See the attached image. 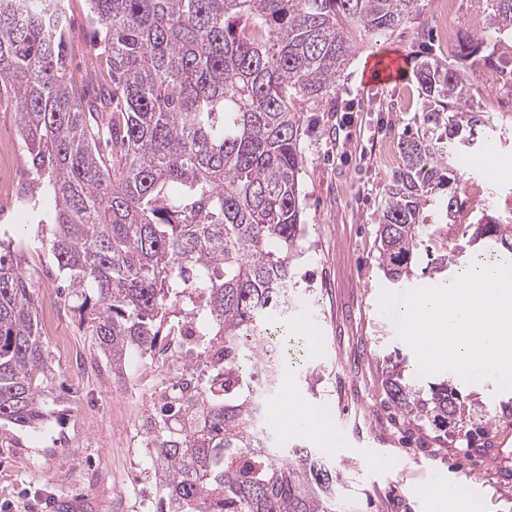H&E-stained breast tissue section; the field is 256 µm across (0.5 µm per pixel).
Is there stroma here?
<instances>
[{"label":"stroma","mask_w":512,"mask_h":512,"mask_svg":"<svg viewBox=\"0 0 512 512\" xmlns=\"http://www.w3.org/2000/svg\"><path fill=\"white\" fill-rule=\"evenodd\" d=\"M457 2L459 41L482 34L484 54L512 64V38L499 39L486 28L493 0ZM422 5L418 20L387 39L357 37L351 61L336 79L337 111L314 108L306 114L301 195L307 260L296 275L305 296L295 333L312 342L304 362L288 368L281 392L267 400L266 426L274 446L315 449L342 471L339 494L349 512H449L429 480L434 469L460 483V497L475 503V512H512V438L497 458L509 482L499 483L489 473L477 482L466 477L480 432L505 428L495 419L492 382H458L463 412L444 433L428 420L397 413L385 394L391 352L406 356L400 366L404 379L414 381L418 375L414 355L379 308L389 284L378 269L376 237L393 174L381 155L397 144L404 128L418 126L423 113L438 104L421 93L414 76L369 84L365 67L380 51L399 54L410 66L423 47L447 53L439 38L436 0H422ZM71 8L70 62L78 71L95 62L96 46L81 0H73ZM471 78L479 89L475 104L494 125L489 143L503 163L490 178L484 155L464 163V180L472 190L464 194L460 217L448 229L455 243L481 216L512 220V105L496 101L497 90L485 84L481 71H472ZM341 124L348 138L340 144L335 137ZM25 221L16 208L0 214L1 224L26 227L39 316L51 322L47 354L57 385L70 395L63 426L22 431L0 421V512H146L157 488L136 423L173 377L161 361L136 359L125 382L113 379L93 338L79 329L35 227ZM288 401L309 407L324 423L321 433L278 423L274 414Z\"/></svg>","instance_id":"35a3bbf8"}]
</instances>
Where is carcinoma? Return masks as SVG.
I'll return each instance as SVG.
<instances>
[{
  "mask_svg": "<svg viewBox=\"0 0 512 512\" xmlns=\"http://www.w3.org/2000/svg\"><path fill=\"white\" fill-rule=\"evenodd\" d=\"M64 0H0V106L14 112L31 182L24 204L68 288L79 328L112 376L193 327L195 363L146 410L162 490L155 512H347L342 474L308 448L274 447L263 408L282 369L272 326L291 330L304 257L301 129L336 111L354 34L391 35L421 0H84L104 60L70 70ZM26 20L17 18L19 11ZM488 28L512 34V0ZM427 112L400 141L378 224V264L396 287L417 277L426 235L456 223L462 149L494 132L475 86L446 57L416 64ZM432 272L512 262V225L490 216ZM34 273L0 224V420L47 423L53 387ZM392 408L440 432L461 410L446 379H385Z\"/></svg>",
  "mask_w": 512,
  "mask_h": 512,
  "instance_id": "obj_1",
  "label": "carcinoma"
}]
</instances>
